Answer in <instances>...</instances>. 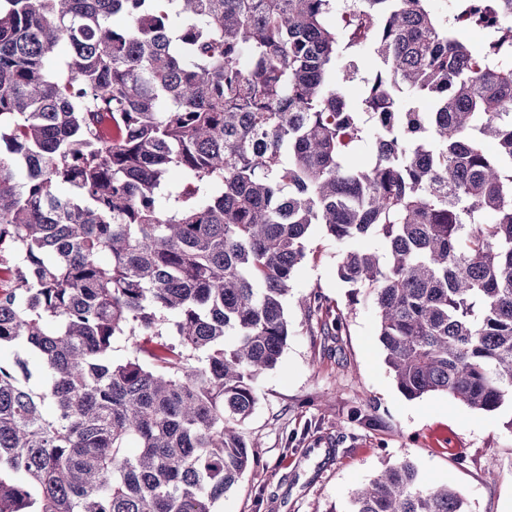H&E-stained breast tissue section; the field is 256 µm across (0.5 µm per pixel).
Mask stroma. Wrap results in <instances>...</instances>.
<instances>
[{
  "label": "stroma",
  "instance_id": "stroma-1",
  "mask_svg": "<svg viewBox=\"0 0 512 512\" xmlns=\"http://www.w3.org/2000/svg\"><path fill=\"white\" fill-rule=\"evenodd\" d=\"M342 247L312 228L285 303L290 333L278 364L254 386L242 423L260 467L216 512H343L352 489L405 460L459 490L467 512H512V406L477 411L438 394L406 397L376 336L372 304L337 276ZM319 293L346 313L338 338L321 336L297 296Z\"/></svg>",
  "mask_w": 512,
  "mask_h": 512
}]
</instances>
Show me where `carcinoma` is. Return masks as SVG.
Listing matches in <instances>:
<instances>
[{"instance_id": "obj_1", "label": "carcinoma", "mask_w": 512, "mask_h": 512, "mask_svg": "<svg viewBox=\"0 0 512 512\" xmlns=\"http://www.w3.org/2000/svg\"><path fill=\"white\" fill-rule=\"evenodd\" d=\"M431 2L0 0V512H215L314 226L402 393L512 400V0ZM464 506L404 462L345 512Z\"/></svg>"}]
</instances>
